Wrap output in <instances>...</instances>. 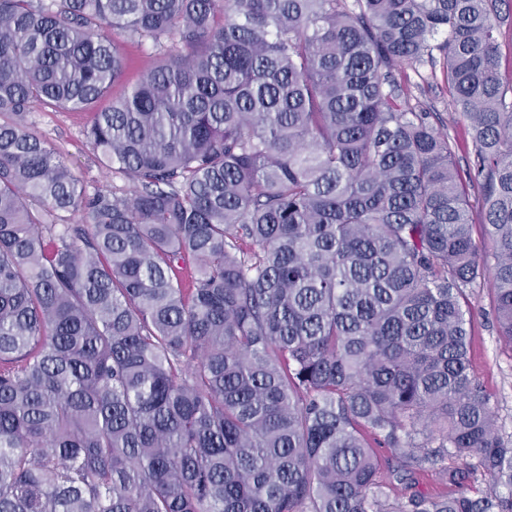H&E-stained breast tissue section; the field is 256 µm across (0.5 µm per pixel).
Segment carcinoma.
Returning a JSON list of instances; mask_svg holds the SVG:
<instances>
[{"instance_id": "obj_1", "label": "carcinoma", "mask_w": 512, "mask_h": 512, "mask_svg": "<svg viewBox=\"0 0 512 512\" xmlns=\"http://www.w3.org/2000/svg\"><path fill=\"white\" fill-rule=\"evenodd\" d=\"M506 27L512 0H0V512H512L469 358L487 281L512 344ZM122 37L160 58L99 110ZM36 104L95 111L133 188L88 192Z\"/></svg>"}]
</instances>
